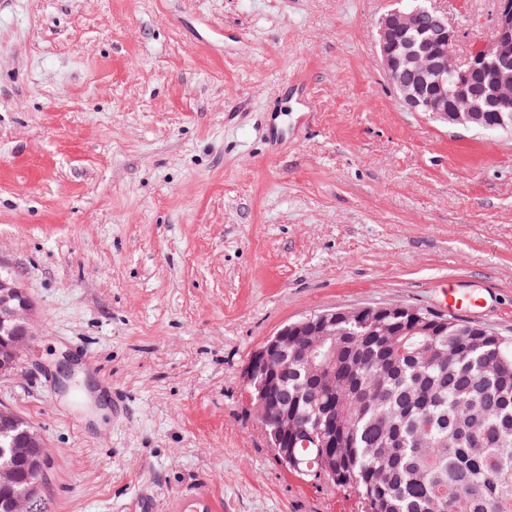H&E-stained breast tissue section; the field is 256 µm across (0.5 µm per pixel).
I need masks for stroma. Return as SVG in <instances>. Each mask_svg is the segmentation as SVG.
<instances>
[{
    "label": "stroma",
    "instance_id": "1",
    "mask_svg": "<svg viewBox=\"0 0 512 512\" xmlns=\"http://www.w3.org/2000/svg\"><path fill=\"white\" fill-rule=\"evenodd\" d=\"M393 0H0V268L34 340L0 402L43 437L33 512H354L241 403L252 352L327 308L512 339V134L399 101ZM463 60L495 0H435ZM440 290L443 295L441 303L450 310H470L471 307L477 306V300L472 295L461 292L460 289L456 288L453 284H445ZM346 311H352L358 314L360 319L368 321V322H376L377 317L383 316L384 313H392L397 312L400 314H407L409 323L417 324L420 320V316L417 314L418 308L408 307V308H385L377 309L373 306H363L357 307L353 309H346ZM222 505L214 496L199 492L179 499L172 512H221Z\"/></svg>",
    "mask_w": 512,
    "mask_h": 512
}]
</instances>
